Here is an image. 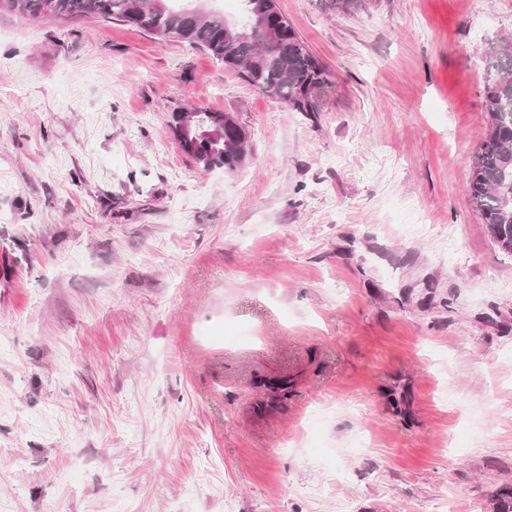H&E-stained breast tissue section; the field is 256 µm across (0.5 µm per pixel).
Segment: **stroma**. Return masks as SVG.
<instances>
[{"mask_svg": "<svg viewBox=\"0 0 512 512\" xmlns=\"http://www.w3.org/2000/svg\"><path fill=\"white\" fill-rule=\"evenodd\" d=\"M277 3L328 73L309 114L132 26L0 13V512L512 491V257L467 193L512 0ZM184 106L235 113L246 164L201 172Z\"/></svg>", "mask_w": 512, "mask_h": 512, "instance_id": "obj_1", "label": "stroma"}]
</instances>
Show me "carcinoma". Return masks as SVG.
Returning a JSON list of instances; mask_svg holds the SVG:
<instances>
[{"label": "carcinoma", "mask_w": 512, "mask_h": 512, "mask_svg": "<svg viewBox=\"0 0 512 512\" xmlns=\"http://www.w3.org/2000/svg\"><path fill=\"white\" fill-rule=\"evenodd\" d=\"M173 2L0 0V9L31 21L92 16L123 22L161 40L173 39L203 50L225 66L241 69L251 85L294 112L317 111L306 92L324 85L327 72L289 23L271 20L282 31L276 41L261 28L240 38L222 13L210 10L197 15ZM321 2L327 13L340 15L358 8L362 0ZM479 51L487 65L484 104L489 119L477 147L469 203L499 248L512 255V41L488 42ZM172 130L181 149L204 171H231L247 161L248 130L224 112L180 108L172 113ZM263 387L266 407H282L287 385L269 382Z\"/></svg>", "instance_id": "carcinoma-1"}]
</instances>
